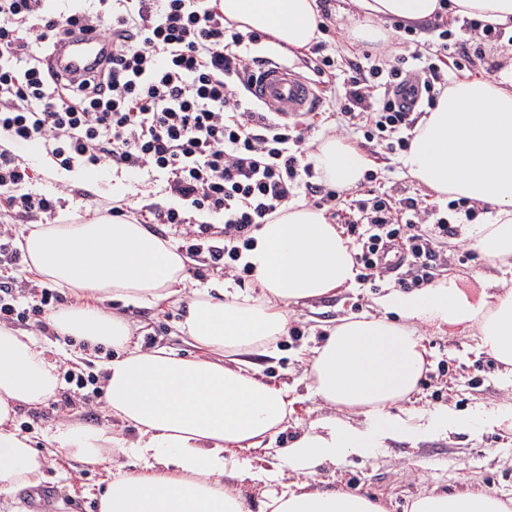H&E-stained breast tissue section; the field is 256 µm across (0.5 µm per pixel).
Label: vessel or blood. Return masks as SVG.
I'll use <instances>...</instances> for the list:
<instances>
[{"label":"vessel or blood","instance_id":"b4317fda","mask_svg":"<svg viewBox=\"0 0 512 512\" xmlns=\"http://www.w3.org/2000/svg\"><path fill=\"white\" fill-rule=\"evenodd\" d=\"M108 52L95 33L80 31L58 45L50 67L72 80H80L95 70ZM249 95L280 118L314 111L318 96L312 81L293 67L267 62L248 87Z\"/></svg>","mask_w":512,"mask_h":512}]
</instances>
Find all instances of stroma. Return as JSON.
I'll use <instances>...</instances> for the list:
<instances>
[{"instance_id":"1","label":"stroma","mask_w":512,"mask_h":512,"mask_svg":"<svg viewBox=\"0 0 512 512\" xmlns=\"http://www.w3.org/2000/svg\"><path fill=\"white\" fill-rule=\"evenodd\" d=\"M391 19L379 24L382 33L375 42L359 41L342 34L334 54L337 74L347 72L350 64L362 62L365 55L391 49L395 55L405 52L393 44ZM378 157L370 162V172L358 183V192L389 193L395 198H425L435 203L449 224H481L487 222L489 206L465 203L450 207L447 199L437 197L419 184L400 167L399 152L378 145ZM28 160L34 189L54 193L57 184H67L72 193L68 203L54 215L34 216L37 224L63 223L68 217L85 219L106 213L113 200H128L131 208H139L136 193L141 184L137 175L118 173L109 168L74 167L66 171L55 166L46 152L36 144L22 147ZM91 178L95 191L83 189L79 177ZM458 235L448 238V263L435 272V279L456 277L465 284L486 276L493 281L512 285V259L504 263H489L479 253L464 256L458 252ZM391 280L370 287L355 284L335 294L300 303L294 308V331L281 337L274 356H253L265 379L287 385L295 399L294 412L287 425L258 447L240 451L239 456L250 464L275 471L278 450L288 447L309 423L327 415L323 402L313 396L305 378V361L312 350L325 339L330 327L348 315L373 314L376 300L391 287ZM113 313L130 325L135 341L143 349L167 348L188 356L195 349L179 334L176 325L178 309H157L139 304H112ZM426 365L416 392L410 400L400 403L404 412L433 411L442 407L453 409L478 424L452 434H438L418 443L387 441L378 453L361 458L352 456L337 465L323 467L318 489L344 487L360 492L384 506L386 512H410L413 499L432 489L453 490L464 487H488L512 507V428L484 422L483 417L512 402V372L480 346L478 336L471 332L441 334L433 330L422 333ZM97 404L63 412L60 400L49 401L37 408L20 409L16 423L34 439L51 429L62 414L86 426L112 424L104 404V395H97ZM47 467L44 484L55 492V512H98L99 497L112 479V464L87 466L64 457L50 448L46 451Z\"/></svg>"}]
</instances>
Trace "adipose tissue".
Listing matches in <instances>:
<instances>
[{
  "label": "adipose tissue",
  "mask_w": 512,
  "mask_h": 512,
  "mask_svg": "<svg viewBox=\"0 0 512 512\" xmlns=\"http://www.w3.org/2000/svg\"><path fill=\"white\" fill-rule=\"evenodd\" d=\"M356 37H373L387 17L418 23L439 0H349ZM459 17L512 31V0H451ZM227 20L305 48L319 37L316 0H220ZM316 171L349 189L367 159L339 137L320 142ZM401 164L437 196L464 197L493 208L485 224H465L462 238L490 262L512 259V65L492 78H463L440 94L420 121ZM30 271L66 291L72 304L50 316L62 336L115 349L103 364L107 408L132 430L91 427L61 419L48 440L68 457L97 465L107 455L133 458L136 468L112 467L100 512H385L376 500L343 488L321 491L320 470L366 456L387 440L417 441L462 427L448 410L401 415L394 407L417 389L425 366L419 326L437 331L477 329L484 350L512 366V289L467 290L454 279L410 292L389 289L380 315L347 317L330 329L306 369L309 388L330 415L318 418L281 454L277 472L240 461L293 412L287 386L244 367L286 335L290 306L354 284V251L323 211L293 202L254 234L241 264L261 290L242 294L221 284L187 294L186 259L133 217L96 216L67 224H35L20 241ZM183 308L181 334L202 350L185 358L134 342L129 324L107 302ZM61 387L45 342L0 325V497H16L43 481L47 458L20 431V408H36ZM364 414L367 424L354 422ZM251 510L245 482L267 484ZM411 512H512L493 490L430 491Z\"/></svg>",
  "instance_id": "adipose-tissue-1"
}]
</instances>
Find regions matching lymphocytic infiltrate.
<instances>
[{
    "instance_id": "1",
    "label": "lymphocytic infiltrate",
    "mask_w": 512,
    "mask_h": 512,
    "mask_svg": "<svg viewBox=\"0 0 512 512\" xmlns=\"http://www.w3.org/2000/svg\"><path fill=\"white\" fill-rule=\"evenodd\" d=\"M75 27L111 40L112 54L96 77L73 85L46 59ZM393 29L408 34L417 84L434 103L436 86L468 60L466 42L441 44L434 53L413 38L411 25ZM260 39L226 21L220 0H92L90 8L63 14L48 0H0V203L26 218L53 212L70 191L30 189L29 168L15 151L25 143L41 144L65 170L106 163L156 175L171 203L151 206L155 223L181 226L192 257L210 230L192 213L222 215L223 240L205 249L213 267L231 275L253 232L304 189L313 205L345 212L362 283L386 278L379 252L397 241L406 249L397 283L420 286L443 262L442 239L451 227L423 199L343 197L311 183L303 131L274 120L245 93L253 72L242 46ZM327 49L315 43L303 61L316 84L337 83L340 110L366 142L407 148L418 115L395 101L405 59L356 63L340 79ZM14 237L12 226L0 225V320L13 317L42 331L41 316L55 295L12 275L19 259Z\"/></svg>"
}]
</instances>
